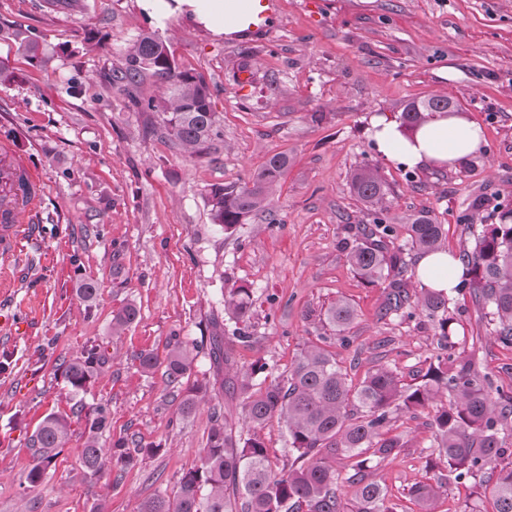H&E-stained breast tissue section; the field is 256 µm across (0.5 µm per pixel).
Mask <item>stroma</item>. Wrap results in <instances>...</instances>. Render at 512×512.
I'll list each match as a JSON object with an SVG mask.
<instances>
[{"instance_id":"stroma-1","label":"stroma","mask_w":512,"mask_h":512,"mask_svg":"<svg viewBox=\"0 0 512 512\" xmlns=\"http://www.w3.org/2000/svg\"><path fill=\"white\" fill-rule=\"evenodd\" d=\"M265 25L245 35H213L190 16L157 26L139 0H78L67 11L48 0H0V23L22 25L52 57L31 66L0 38V61L15 78L0 85V141L27 159L42 194L20 253L0 264V313L21 330L0 327V512H138L155 493L175 495L184 470L202 453L213 408L246 432L239 399L221 389L201 337L218 333L236 364L263 360L290 369L305 345L333 355L352 380L378 365L401 383H420L439 352L432 321L383 315L388 290L370 285L346 254L373 223L350 190L357 166L377 167L389 184L378 217L405 243L404 226L425 214L448 231L447 249L474 243V225L512 208V0H269ZM99 40L86 47L87 31ZM155 31L180 67L206 80L219 134L206 155L188 157L112 84L127 48ZM251 51L252 77L238 67ZM445 95L478 123L485 146L451 169L408 168L386 160L370 138L374 118H399L413 101ZM320 120H313V113ZM292 159L270 200V218L224 232L213 224L211 186L246 182L267 158ZM94 279L95 307L75 285ZM249 288V320L236 324L224 293ZM343 299L355 318L342 344L326 311ZM134 304L139 316L121 335L112 313ZM453 356L472 358L493 385L512 389V347L495 337L483 305L454 296ZM242 327L247 342L233 336ZM97 342L109 362L81 397H73L57 358L79 356ZM196 346L183 387L203 384L196 412L178 411L182 394L163 370L142 372L137 356H166L175 343ZM108 405L111 447L135 437L145 452L129 469L106 463L94 475L82 460L84 419L70 432L49 474L27 475V440L50 413L70 415L75 400ZM434 407L395 414L389 433L397 456L368 471L388 490L396 512H417L410 488L433 477Z\"/></svg>"}]
</instances>
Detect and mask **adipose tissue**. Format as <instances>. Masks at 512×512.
I'll list each match as a JSON object with an SVG mask.
<instances>
[{"mask_svg": "<svg viewBox=\"0 0 512 512\" xmlns=\"http://www.w3.org/2000/svg\"><path fill=\"white\" fill-rule=\"evenodd\" d=\"M145 13L165 24L176 13L191 14L217 35H232L256 29L269 12L268 0H140ZM373 140L386 158L414 167L450 168L477 152L484 131L461 114L439 112L414 131H403L398 122L384 118L373 123ZM462 272L455 254L442 251L424 256L417 264L420 286L447 291Z\"/></svg>", "mask_w": 512, "mask_h": 512, "instance_id": "ef3b65f1", "label": "adipose tissue"}]
</instances>
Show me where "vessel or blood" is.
<instances>
[{"label": "vessel or blood", "mask_w": 512, "mask_h": 512, "mask_svg": "<svg viewBox=\"0 0 512 512\" xmlns=\"http://www.w3.org/2000/svg\"><path fill=\"white\" fill-rule=\"evenodd\" d=\"M25 175L31 186H39V178L27 171L24 163L8 144L0 145V256L9 257L19 245L22 232L29 223L38 197H22L17 186L18 175Z\"/></svg>", "instance_id": "vessel-or-blood-1"}]
</instances>
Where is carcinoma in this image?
Returning a JSON list of instances; mask_svg holds the SVG:
<instances>
[{"instance_id":"1","label":"carcinoma","mask_w":512,"mask_h":512,"mask_svg":"<svg viewBox=\"0 0 512 512\" xmlns=\"http://www.w3.org/2000/svg\"><path fill=\"white\" fill-rule=\"evenodd\" d=\"M4 37L30 64L43 67L49 61L44 44L23 26L7 28ZM147 74L156 78L164 91L161 102L149 101L147 108L161 114L166 133L189 156L205 154L217 134V119L204 79L176 66L165 41L155 33H144L131 44L113 82L139 106L141 102L133 96V90ZM451 109L453 102L444 95L414 101L402 112L401 127L410 131L434 113ZM290 163L288 154L274 153L247 183L212 186L207 203L214 223L229 232L249 217L265 212V202ZM350 187L367 210L377 213L386 208L389 187L378 168L368 164L357 167L350 176ZM407 232L406 247L410 251L428 255L445 250L444 228L427 215L415 216ZM391 233V225L374 220L365 240L351 247L350 266L370 285L387 283L390 292L385 313L411 317L413 310H421L435 323L440 349L452 347V318L448 317L451 293L423 288L420 299L411 303L403 283L407 271L403 248H389ZM463 259L466 271L452 293L467 291L477 302L489 306L497 340L512 346L511 208L499 211L498 223L482 225L473 248L463 251ZM98 291L93 279L81 281L76 288L78 298L89 307ZM224 303L237 319L243 320L253 300L249 289L239 287L224 295ZM138 315L134 305L124 306L112 316V332L131 325ZM353 318V308L343 301L326 311V319L338 332L344 331ZM138 360L145 373L165 364L167 380L175 385L186 375L193 356L189 348L177 343L162 362L151 352L140 354ZM106 362L103 346L92 343L60 366L67 385L77 395L87 389ZM258 377L261 382L256 384ZM227 389L243 398L247 436L235 438L224 414L213 410L206 448L197 463L183 472L177 494L170 498L159 492L145 500L139 512H345L336 495V453L354 460L356 472L367 471L373 461L392 457L401 448L399 437L387 436L393 415L433 404L436 409L431 426L436 456L428 461L429 469L444 466L457 482L474 480L487 470L495 472L484 494L490 496L493 512H512V461L504 462L501 443V432L512 418V389L493 387L469 358L439 354L422 382L406 387L384 365L368 371L355 383L330 353L311 346L297 355L287 374L276 376L268 363L255 360L234 373ZM443 393L449 400L439 405L437 400ZM206 394L207 389L202 387L187 390L179 404L180 413L192 414ZM73 413L84 416L88 428L84 464L90 472L101 470L107 452L120 464L134 463L141 445L132 446L126 440L116 441L108 450L99 445V435L111 426L106 406L87 408L78 401ZM275 418L285 422L290 451L296 454L290 468L280 473L273 470L259 435V430ZM69 429L68 417L50 413L30 435L27 445L34 459L28 473L30 483L42 481ZM442 487V478L438 477L433 484L418 483L411 488L418 512H434L433 504ZM352 512H396V507L390 503L385 486L362 478Z\"/></svg>"}]
</instances>
